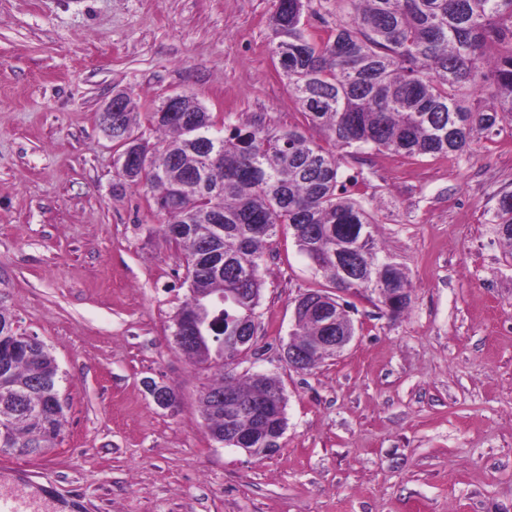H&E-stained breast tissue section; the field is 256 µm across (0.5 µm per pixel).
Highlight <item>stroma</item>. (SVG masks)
Returning a JSON list of instances; mask_svg holds the SVG:
<instances>
[{
	"label": "stroma",
	"mask_w": 512,
	"mask_h": 512,
	"mask_svg": "<svg viewBox=\"0 0 512 512\" xmlns=\"http://www.w3.org/2000/svg\"><path fill=\"white\" fill-rule=\"evenodd\" d=\"M276 0H0V305L51 350L68 406L21 461L51 512H512V253L490 224L512 191V121L466 151H338L340 180L407 268L390 317L347 295L356 338L297 371L279 357L297 299L334 286L288 231L263 265L256 346L235 375L281 381L287 429L258 459L215 444L207 371L171 349L184 268L99 125L188 92L234 125H302L274 64ZM179 395L157 407L147 382Z\"/></svg>",
	"instance_id": "obj_1"
}]
</instances>
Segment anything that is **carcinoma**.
I'll use <instances>...</instances> for the list:
<instances>
[{
	"label": "carcinoma",
	"mask_w": 512,
	"mask_h": 512,
	"mask_svg": "<svg viewBox=\"0 0 512 512\" xmlns=\"http://www.w3.org/2000/svg\"><path fill=\"white\" fill-rule=\"evenodd\" d=\"M309 2L277 0L273 55L305 125L324 131L331 148L298 126L229 124L199 102L177 119L159 105L143 118L131 104L123 131L112 132L118 174L151 190L163 235L185 263L189 298L171 316L169 343L180 335L177 321L200 316L205 299L224 297L207 340L180 348L210 372L200 396L204 425L249 435L253 448H278L283 433H263L246 410L224 409V396L248 402L284 388L264 373L228 384L234 355L223 352V337L257 334L262 263L281 230L338 291L376 284L383 290L377 301L392 317L410 303L409 276L378 247L372 215L340 189L336 150L451 157L512 117V0H336L345 19L325 36L306 26ZM480 82L496 99L490 110L467 94ZM144 121L166 138L150 142L140 131ZM134 150L147 162L121 169ZM491 223L512 249V191L498 198ZM345 257L362 276L347 275L339 265ZM323 335L308 314L294 320L295 340ZM58 383L56 359L35 337L21 356L0 362V448L37 455L53 447L61 435V408L52 403Z\"/></svg>",
	"instance_id": "obj_1"
}]
</instances>
